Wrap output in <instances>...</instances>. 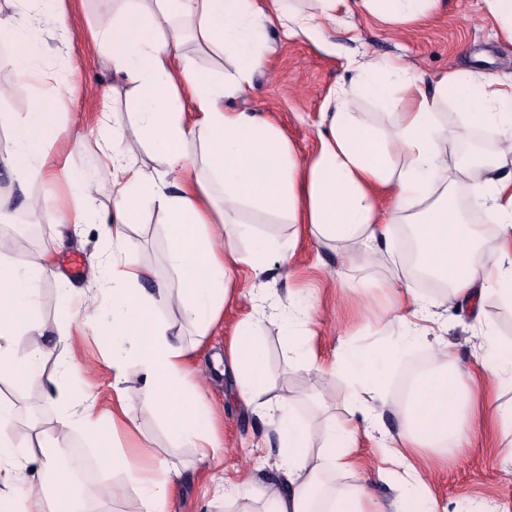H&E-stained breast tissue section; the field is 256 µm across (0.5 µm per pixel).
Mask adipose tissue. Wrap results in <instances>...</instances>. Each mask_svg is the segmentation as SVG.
<instances>
[{
  "label": "adipose tissue",
  "mask_w": 512,
  "mask_h": 512,
  "mask_svg": "<svg viewBox=\"0 0 512 512\" xmlns=\"http://www.w3.org/2000/svg\"><path fill=\"white\" fill-rule=\"evenodd\" d=\"M0 12V37L12 45L14 76L41 88L24 118L0 113V129L8 131L11 147L0 152L7 185L0 187V222L17 205L50 215L60 232L80 234L84 225L101 224L112 245L99 254L88 271L93 288L76 315L92 324L102 310L112 322V388L116 404L111 415L86 401L78 415H64L54 429L56 447L70 444L72 422L101 438L104 424L129 419L132 407L124 383L137 366L141 393L165 423L176 442L198 449L208 458L219 448L218 419L205 402L192 368L199 345L186 343L165 318L177 309L199 336L218 323L228 293L227 269L235 263L250 267L255 278L267 270V245L252 251L234 250L232 239L252 237L241 219L249 208L269 219L307 225L318 242L335 247L344 267L385 265L386 243L396 233L401 212L414 209L411 228L419 246L420 267L446 282L456 302L479 303L498 298L512 307V175L501 164L464 163L449 158V142L478 129L498 139L504 155L512 154V82L486 78L477 71L450 70L431 87H422L410 65L398 57L348 61L349 80L331 90L321 115L316 152L298 160L287 136L272 122L225 107L242 93L269 63L267 29L277 26L286 37L303 36L313 43L326 39L328 26L357 11L374 15L389 26L412 27L434 19L442 0H315L303 12L289 0H114L110 19L90 29L92 43L107 48L106 59L120 83L130 88L126 101L130 128H101L97 151L112 173V206L99 210L95 191L86 181H71L73 204L32 196V182L51 172V148L69 131L60 120L62 94L48 90V71L29 38L30 31L54 25L67 36L69 0H11ZM221 52L229 63L222 77L199 69L186 54L187 43ZM373 98L395 112L390 131L369 125L357 111L358 95ZM456 103L465 120L448 126L442 110ZM136 137L160 160L148 167L132 157L126 133ZM201 155L193 157L189 143ZM466 187L474 204L494 220V230L463 219L453 190ZM160 211L167 224L166 258L176 284L144 282L152 272L137 257V246L126 228L145 207ZM51 253L35 263H0V378H11L16 389L36 379L58 383L76 375L77 367L49 368L54 347L44 344L47 330L37 319L39 283L52 270ZM400 266L394 278L404 288L405 302L397 319L404 335L424 336L436 319L433 302L419 296L409 283L415 275ZM255 318L243 321L228 353L227 367L238 396L258 405L271 419L280 442L277 467L284 486L255 488L266 512H385L366 487L329 494L321 478L359 467L355 436L362 424L377 422L386 405L384 367L401 352L397 342L370 351L338 353L329 366L316 365L308 348V308L281 311L268 289L250 291ZM287 316L292 333L289 351L297 369L318 375L342 374L359 386L355 407L330 428L327 443L315 447L309 422L291 407L288 396L267 397L258 320L276 323ZM34 341L26 356L16 353L18 337ZM480 357L488 379L478 387L473 374L452 352H436L433 370L424 373L406 399L402 429L382 450V476H393L400 489L398 512H445L412 460L415 449L430 448L455 458L469 443L480 416L479 403L489 407V420L501 437L512 436V401L502 398L512 383V341L485 332ZM44 431L30 443L15 445L0 435V512H85L73 474H51V494L22 485L21 474L36 479L50 462ZM101 471L120 467L138 489V512H166L180 461L158 458L151 450L126 452L107 445L97 450Z\"/></svg>",
  "instance_id": "adipose-tissue-1"
}]
</instances>
